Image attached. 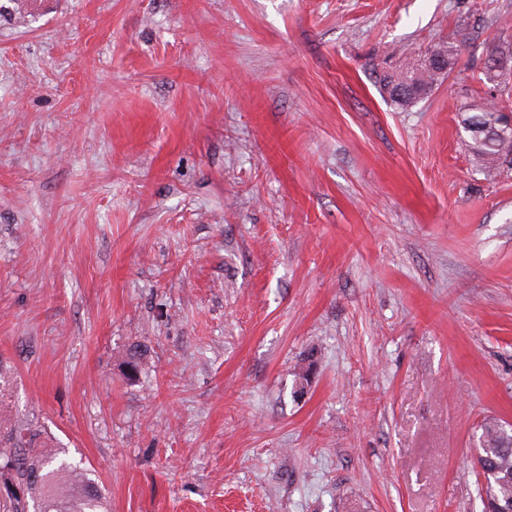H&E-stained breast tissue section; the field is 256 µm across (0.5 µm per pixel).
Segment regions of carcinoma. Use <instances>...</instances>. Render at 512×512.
Here are the masks:
<instances>
[{"label":"carcinoma","instance_id":"obj_1","mask_svg":"<svg viewBox=\"0 0 512 512\" xmlns=\"http://www.w3.org/2000/svg\"><path fill=\"white\" fill-rule=\"evenodd\" d=\"M430 53L442 55V65L420 70L407 62L397 74L383 76V91L407 90L401 97L390 95L391 102L409 106L449 77L456 64L454 53L444 46ZM504 118L503 109L491 100L467 104L460 112V124L470 138L468 147L491 178L500 174L501 159L512 155V135L496 139L473 132L471 125L491 130ZM480 429L475 468L486 478L478 482L482 512L512 510V425L488 419ZM38 438L39 433L0 414V512H102L104 495L87 473L57 460L50 450L38 449Z\"/></svg>","mask_w":512,"mask_h":512}]
</instances>
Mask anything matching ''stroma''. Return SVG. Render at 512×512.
<instances>
[{"instance_id":"35a3bbf8","label":"stroma","mask_w":512,"mask_h":512,"mask_svg":"<svg viewBox=\"0 0 512 512\" xmlns=\"http://www.w3.org/2000/svg\"><path fill=\"white\" fill-rule=\"evenodd\" d=\"M489 98L512 0H0V409L110 512H481L512 168L459 120ZM431 54H440L443 56L442 65L437 67H424L419 70L411 62L405 63L396 75H384L381 79L383 91L394 90L397 88L409 89V92L402 97H396L390 94L391 102L406 107L412 103L428 96L435 88L441 85L450 75L456 64L454 53L447 47H434L426 58Z\"/></svg>"}]
</instances>
